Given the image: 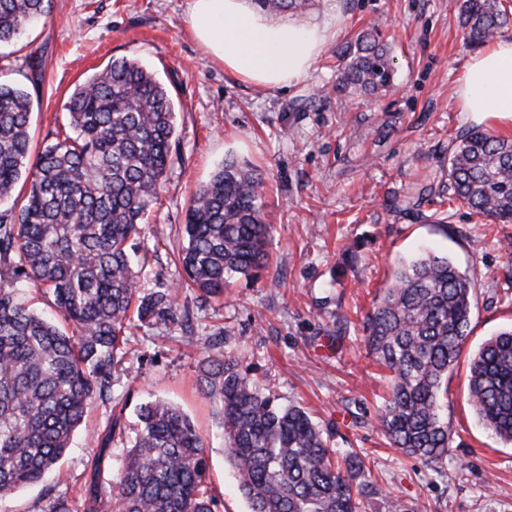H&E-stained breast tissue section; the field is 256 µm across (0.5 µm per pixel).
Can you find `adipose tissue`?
<instances>
[{
  "instance_id": "ef3b65f1",
  "label": "adipose tissue",
  "mask_w": 512,
  "mask_h": 512,
  "mask_svg": "<svg viewBox=\"0 0 512 512\" xmlns=\"http://www.w3.org/2000/svg\"><path fill=\"white\" fill-rule=\"evenodd\" d=\"M187 24L225 71L275 89L305 77L329 38L327 25L275 22L254 10L250 0H189ZM456 104L459 111L512 123V38L469 56Z\"/></svg>"
}]
</instances>
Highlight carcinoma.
Returning <instances> with one entry per match:
<instances>
[{
    "label": "carcinoma",
    "instance_id": "obj_1",
    "mask_svg": "<svg viewBox=\"0 0 512 512\" xmlns=\"http://www.w3.org/2000/svg\"><path fill=\"white\" fill-rule=\"evenodd\" d=\"M267 15L303 17L309 0H255ZM52 13V0H0V45L18 42ZM469 45L494 39L509 16L499 0H460ZM336 90L387 91L394 56L380 33L359 31L338 55ZM29 53L14 67L40 77ZM32 102L0 79V497L43 481L70 447L93 399L110 390L131 327L172 323L173 293L139 295L129 249L164 186L176 134L174 102L136 59L115 58L78 84L66 124L32 154ZM262 174L234 157L191 199L183 225L185 284L222 298L268 265ZM481 224H512V138L480 127L461 132L448 154V204ZM32 285L53 297L71 331L34 312ZM474 278L446 256L421 253L401 264L367 316L368 351L392 374L378 415L405 455L435 463L453 429L441 414L448 371L467 337ZM199 382L219 407L225 454L250 512H366L379 490L363 461L338 460L310 412L264 394L238 360L209 350ZM468 399L495 435L512 443V328L487 339L470 362ZM140 429L112 483L117 512H221L208 490L204 439L175 404L140 406Z\"/></svg>",
    "mask_w": 512,
    "mask_h": 512
}]
</instances>
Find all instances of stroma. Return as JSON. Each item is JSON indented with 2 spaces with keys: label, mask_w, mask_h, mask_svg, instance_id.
Listing matches in <instances>:
<instances>
[{
  "label": "stroma",
  "mask_w": 512,
  "mask_h": 512,
  "mask_svg": "<svg viewBox=\"0 0 512 512\" xmlns=\"http://www.w3.org/2000/svg\"><path fill=\"white\" fill-rule=\"evenodd\" d=\"M458 8L459 0H311L305 20L328 24L332 35L309 73L279 90L208 58L186 23L187 0H53L50 20L0 48V66L31 97L37 147L64 123L76 84L112 59H138L169 89L177 132L164 187L137 241L141 295L179 288L189 201L230 154L259 166L266 179L268 274L279 282L241 279L230 295L206 301L179 289L185 325L133 322L107 399L93 401L46 486L0 499V512H40L49 486L84 512L93 479L100 512H112L110 488L138 431V407L156 397L176 402L196 423L222 512H249L225 457L218 408L198 381V362L217 342L278 403L308 409L332 447L359 454L378 489L420 512H512V444L479 421L467 392L472 355L512 327V224L476 223L466 208L439 199L460 131L479 126L512 137V128L456 106L455 86L475 52L463 41ZM368 26L392 44L396 70L394 88L373 99L335 89L338 53ZM34 50L43 69L36 84L12 69ZM418 194L420 206L401 209ZM424 249L476 281L468 335L443 400L453 437L434 466L402 455L378 429L389 376L363 332L399 261Z\"/></svg>",
  "instance_id": "35a3bbf8"
}]
</instances>
